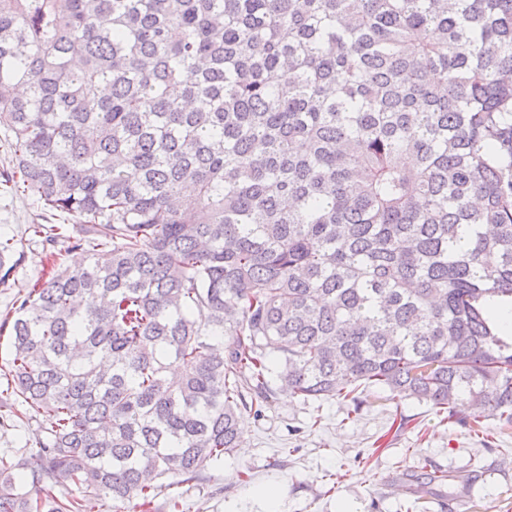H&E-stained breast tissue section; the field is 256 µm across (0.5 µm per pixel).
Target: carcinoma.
Instances as JSON below:
<instances>
[{
    "instance_id": "1",
    "label": "carcinoma",
    "mask_w": 512,
    "mask_h": 512,
    "mask_svg": "<svg viewBox=\"0 0 512 512\" xmlns=\"http://www.w3.org/2000/svg\"><path fill=\"white\" fill-rule=\"evenodd\" d=\"M0 125V190L92 228L0 323L50 420L0 512L147 510L275 385L512 425V0H0ZM136 502H116L111 498L90 499L84 501L83 510L91 507L92 512H143Z\"/></svg>"
}]
</instances>
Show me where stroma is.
<instances>
[{"mask_svg": "<svg viewBox=\"0 0 512 512\" xmlns=\"http://www.w3.org/2000/svg\"><path fill=\"white\" fill-rule=\"evenodd\" d=\"M52 221L33 195L0 196V235ZM59 250L68 266L86 261L85 252L68 249L65 240L31 242L9 286L0 285V317L27 282L50 271L48 257ZM9 360V337L1 334L0 457L33 463L49 420L16 408L6 395ZM483 426V434L470 433L429 405L383 390L369 393L358 408L278 391L259 412H242L241 448L209 467L203 480L163 487L153 512H169L173 498L183 512H269L267 487L278 491V512H440L466 480L472 485L468 512H512V432L502 433L493 416ZM424 460L450 479L416 501L399 485ZM242 470L250 481L239 480Z\"/></svg>", "mask_w": 512, "mask_h": 512, "instance_id": "stroma-1", "label": "stroma"}]
</instances>
